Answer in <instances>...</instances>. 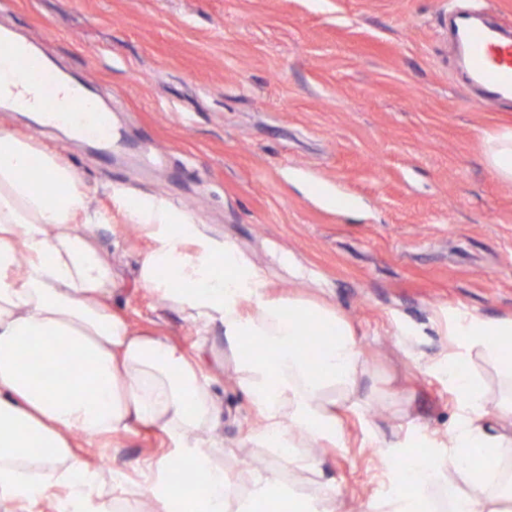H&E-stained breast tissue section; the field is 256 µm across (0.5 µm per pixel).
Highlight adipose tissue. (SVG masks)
I'll use <instances>...</instances> for the list:
<instances>
[{
  "label": "adipose tissue",
  "instance_id": "ef3b65f1",
  "mask_svg": "<svg viewBox=\"0 0 512 512\" xmlns=\"http://www.w3.org/2000/svg\"><path fill=\"white\" fill-rule=\"evenodd\" d=\"M127 211L152 241L140 281L203 333L224 335V357L260 423L246 445L274 448L301 470L316 471L305 448L341 447V405L363 412L367 373L351 323L333 306L270 290L264 274L229 241H218L170 202L130 200ZM76 169L0 128V512H29L47 489H64L55 512H112L129 494L122 471L103 478L75 437L106 438L141 426L169 440L165 457L147 464L139 489L151 512H253L254 503L287 512H343L335 483L320 495L285 483L275 471L253 474L241 496L236 478L214 457L218 407L201 360L166 339L135 332L112 309V263L86 227L98 223ZM456 350L448 385L457 412L441 437L421 430L395 434L383 454L386 491L368 512H433L428 493L441 487L464 512H512V398L493 399L483 380L463 372L472 356L490 361L512 391V319L470 313L451 319ZM318 337L303 353L299 334ZM60 342L63 358L89 365L47 390L24 362L34 345ZM499 429H491L489 416ZM201 471L202 481L166 479L171 461Z\"/></svg>",
  "mask_w": 512,
  "mask_h": 512
}]
</instances>
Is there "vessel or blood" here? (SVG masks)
I'll list each match as a JSON object with an SVG mask.
<instances>
[{"mask_svg": "<svg viewBox=\"0 0 512 512\" xmlns=\"http://www.w3.org/2000/svg\"><path fill=\"white\" fill-rule=\"evenodd\" d=\"M453 47L469 81L479 90L478 101L490 107L512 97V31L490 24H476L473 14L456 13L452 21ZM45 111L60 118L77 117L85 133L111 141L113 132L85 97L53 86L50 76L41 79L39 96Z\"/></svg>", "mask_w": 512, "mask_h": 512, "instance_id": "vessel-or-blood-1", "label": "vessel or blood"}]
</instances>
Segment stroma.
<instances>
[{
    "instance_id": "stroma-1",
    "label": "stroma",
    "mask_w": 512,
    "mask_h": 512,
    "mask_svg": "<svg viewBox=\"0 0 512 512\" xmlns=\"http://www.w3.org/2000/svg\"><path fill=\"white\" fill-rule=\"evenodd\" d=\"M512 26V0H0V27L31 44L112 115L113 143L0 105V128L77 170L108 217L91 235L112 261V307L137 331L196 354L197 328L139 281L150 243L119 192L165 198L232 241L274 290L336 306L357 330L363 414L343 410L318 473L242 439L257 422L235 373L205 354L231 473L278 471L310 493L335 481L346 512L384 489L382 446L401 429L445 434L452 311L512 318V182L486 140L512 99L472 104L448 14ZM374 429L365 437L364 426ZM142 427L94 442L102 474L164 455Z\"/></svg>"
}]
</instances>
